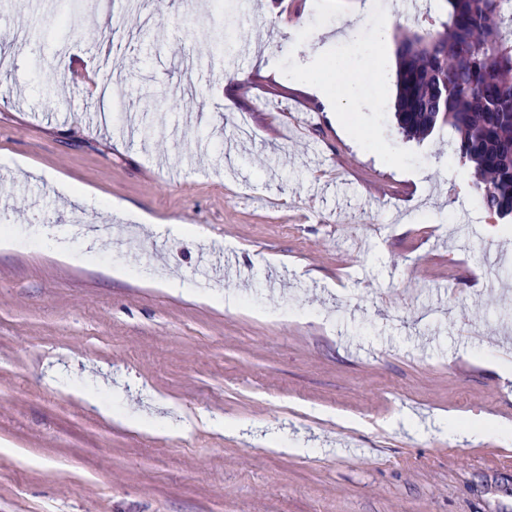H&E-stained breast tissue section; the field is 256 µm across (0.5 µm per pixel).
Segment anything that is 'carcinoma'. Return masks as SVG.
Here are the masks:
<instances>
[{
	"instance_id": "carcinoma-1",
	"label": "carcinoma",
	"mask_w": 512,
	"mask_h": 512,
	"mask_svg": "<svg viewBox=\"0 0 512 512\" xmlns=\"http://www.w3.org/2000/svg\"><path fill=\"white\" fill-rule=\"evenodd\" d=\"M396 56L400 132L421 139L448 125L483 208L512 216V0H448L439 28L404 36Z\"/></svg>"
}]
</instances>
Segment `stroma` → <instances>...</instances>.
Segmentation results:
<instances>
[{"mask_svg": "<svg viewBox=\"0 0 512 512\" xmlns=\"http://www.w3.org/2000/svg\"><path fill=\"white\" fill-rule=\"evenodd\" d=\"M231 2L228 28L212 0H0V512H512V436L448 437L512 424V218L392 109L440 4ZM325 59L326 95L289 82ZM101 408L103 412L115 422H119L126 426L136 428L142 432L153 434L160 430L161 433L176 434L178 431L175 427L172 426L160 429V427H157L152 421L132 418L123 411H120L116 408H112V403L101 404ZM508 430L507 426L501 425L498 421L478 417L467 425H452L450 434L452 436L466 437L468 440L478 442L484 440L490 434L504 433Z\"/></svg>", "mask_w": 512, "mask_h": 512, "instance_id": "1", "label": "stroma"}]
</instances>
